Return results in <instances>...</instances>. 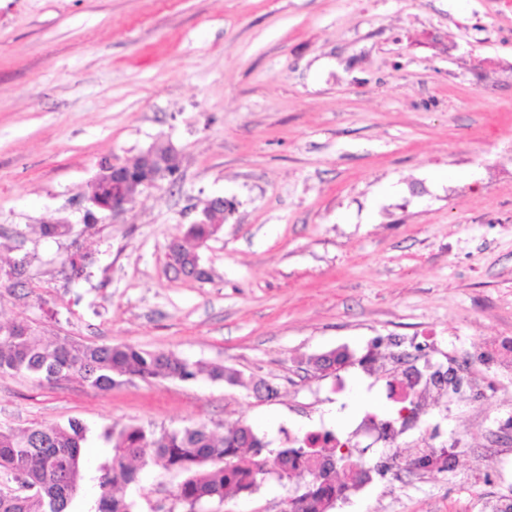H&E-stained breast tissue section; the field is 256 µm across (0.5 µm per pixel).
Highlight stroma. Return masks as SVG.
Returning <instances> with one entry per match:
<instances>
[{"mask_svg": "<svg viewBox=\"0 0 512 512\" xmlns=\"http://www.w3.org/2000/svg\"><path fill=\"white\" fill-rule=\"evenodd\" d=\"M495 59L512 61V0H0V266L22 264L0 282V321L241 378L99 390L0 374V425L221 436L247 423L276 451L327 404L345 413L336 426L356 420L355 393L363 411L390 412L370 385L387 369L377 342L428 334L433 362L471 357L497 401L428 393L420 413L455 442L457 467L373 479L345 512H484L512 495V473L490 467L512 459L490 419L512 411V370L492 358L512 336V70ZM160 142L175 177L121 214L91 212L101 164ZM218 196L236 210L197 243L187 228ZM174 242L207 278L169 266ZM342 348L376 349L373 376L312 369ZM261 379L276 398L255 397ZM179 482L145 470L128 492L143 512H183ZM305 484L271 477L205 508L278 512Z\"/></svg>", "mask_w": 512, "mask_h": 512, "instance_id": "obj_1", "label": "stroma"}]
</instances>
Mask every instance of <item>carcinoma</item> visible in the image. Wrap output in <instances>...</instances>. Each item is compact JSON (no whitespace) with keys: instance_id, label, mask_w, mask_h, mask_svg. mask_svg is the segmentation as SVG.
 <instances>
[{"instance_id":"cac0c4a2","label":"carcinoma","mask_w":512,"mask_h":512,"mask_svg":"<svg viewBox=\"0 0 512 512\" xmlns=\"http://www.w3.org/2000/svg\"><path fill=\"white\" fill-rule=\"evenodd\" d=\"M110 199L112 180L101 173L92 184L89 201L95 208ZM219 228L215 223L191 224L187 235L204 243ZM0 373H26L49 383L75 379L109 390L134 377L189 381L202 369L169 353L123 343L51 345L37 328L16 320L0 323ZM207 375L231 386L240 382L239 372L224 365L211 367ZM88 434L77 420L19 430L0 426V512H142L136 499L117 496L115 491L138 483L140 468L151 465L182 476L176 500L194 510L212 499L222 502L252 495L271 474L270 463L290 453L313 461L308 448L267 449L268 443L245 423L220 437L204 425L159 433L136 425L106 428L98 438L110 452L93 470L97 493L79 510L76 498L85 476L82 448ZM146 448L153 449L148 459L143 458ZM20 479L26 490L3 496ZM335 506L336 482L308 484L291 501L288 512H330Z\"/></svg>"}]
</instances>
